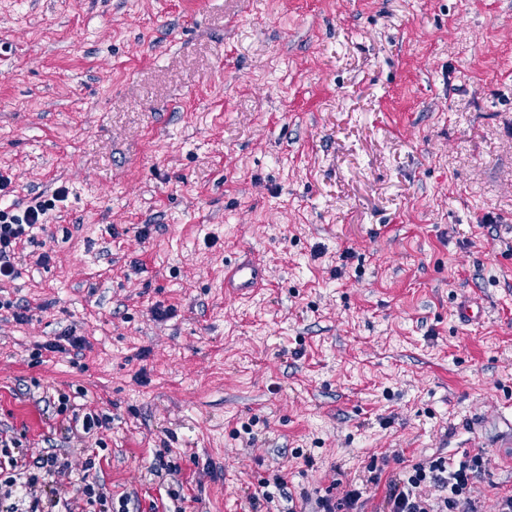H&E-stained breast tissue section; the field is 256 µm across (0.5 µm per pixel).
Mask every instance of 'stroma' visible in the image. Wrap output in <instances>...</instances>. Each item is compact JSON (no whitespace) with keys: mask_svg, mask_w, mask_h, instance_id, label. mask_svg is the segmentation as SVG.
Listing matches in <instances>:
<instances>
[{"mask_svg":"<svg viewBox=\"0 0 512 512\" xmlns=\"http://www.w3.org/2000/svg\"><path fill=\"white\" fill-rule=\"evenodd\" d=\"M0 175V208L68 190L0 287V430L64 489L314 512L481 450L512 491V0H0ZM262 269L256 261H242L230 268L224 276V293L235 298H246L259 288ZM71 421L68 422V428L71 432H82L90 434L102 428H108L112 423V418L106 414H99L95 411L89 410L84 412L82 416L74 411ZM79 427V428H78ZM93 465L92 461H90L89 466L86 468L87 471L83 475L81 486H79L80 498L85 499L87 504H98L100 512H112L111 492L104 483H101L98 477H90L89 471L93 468ZM348 489L343 490L339 496L332 495L330 493L322 495L317 498L316 510L317 512H359L362 507L360 502L363 491L356 482L353 484V480L348 483Z\"/></svg>","mask_w":512,"mask_h":512,"instance_id":"stroma-1","label":"stroma"}]
</instances>
